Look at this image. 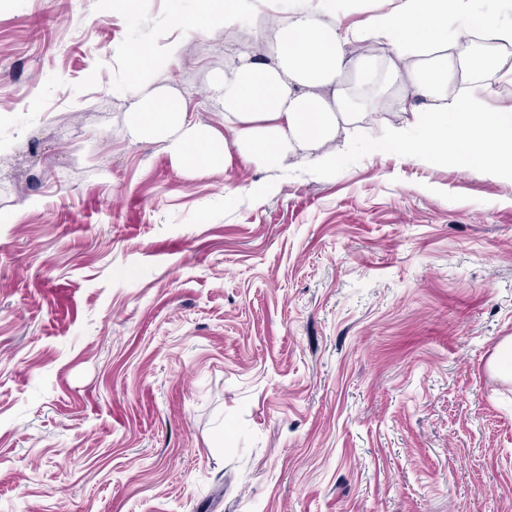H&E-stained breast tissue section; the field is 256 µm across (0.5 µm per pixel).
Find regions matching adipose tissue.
<instances>
[{"label":"adipose tissue","mask_w":512,"mask_h":512,"mask_svg":"<svg viewBox=\"0 0 512 512\" xmlns=\"http://www.w3.org/2000/svg\"><path fill=\"white\" fill-rule=\"evenodd\" d=\"M340 0H292L275 34L257 25L253 0H224L214 19L225 32L253 23L250 46L229 48L210 96L224 116L216 128L189 112L181 96L156 80L132 88L124 123L132 140L163 143L175 167L198 170L245 165L282 169L298 163L331 167L333 143L356 123L370 88L396 92L411 119L389 126L378 153L400 150L433 162L465 160L512 171V108H489L487 76L512 83V19L478 11L473 0H403L359 30L343 29ZM481 31L497 42L493 56L471 42H449V29ZM381 39L387 65L358 44Z\"/></svg>","instance_id":"adipose-tissue-1"}]
</instances>
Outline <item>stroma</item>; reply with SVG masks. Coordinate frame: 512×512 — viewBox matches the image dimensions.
<instances>
[{
  "instance_id": "35a3bbf8",
  "label": "stroma",
  "mask_w": 512,
  "mask_h": 512,
  "mask_svg": "<svg viewBox=\"0 0 512 512\" xmlns=\"http://www.w3.org/2000/svg\"><path fill=\"white\" fill-rule=\"evenodd\" d=\"M216 0H0V512H512V178L369 150L186 172ZM179 47L177 45H173L169 48V50L163 55L165 58V64L163 66H159L156 63L154 64V55L147 56L140 50L132 49L130 52V57L134 63H140L142 61L146 62L148 67L155 72H165L172 65H175L179 61ZM490 368L492 371H498L504 378H512V341L510 338L498 346Z\"/></svg>"
}]
</instances>
